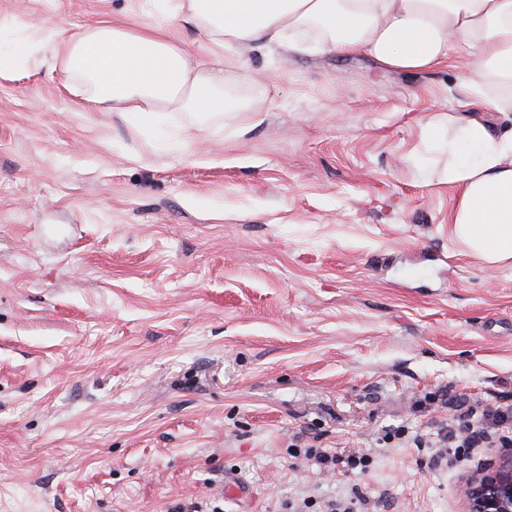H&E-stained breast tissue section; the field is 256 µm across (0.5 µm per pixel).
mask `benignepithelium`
<instances>
[{"label":"benign epithelium","instance_id":"obj_1","mask_svg":"<svg viewBox=\"0 0 512 512\" xmlns=\"http://www.w3.org/2000/svg\"><path fill=\"white\" fill-rule=\"evenodd\" d=\"M460 494L465 512H512V448L502 449L494 463L469 474Z\"/></svg>","mask_w":512,"mask_h":512}]
</instances>
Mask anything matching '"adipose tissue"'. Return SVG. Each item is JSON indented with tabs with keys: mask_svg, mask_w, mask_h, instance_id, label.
I'll use <instances>...</instances> for the list:
<instances>
[{
	"mask_svg": "<svg viewBox=\"0 0 512 512\" xmlns=\"http://www.w3.org/2000/svg\"><path fill=\"white\" fill-rule=\"evenodd\" d=\"M160 7L208 26L228 50L294 48L313 24L336 51H365L385 68L430 70L447 59L449 44L466 50L475 72L467 89L481 112L460 119L448 142L446 180L459 192L450 222L484 262L512 261V129L494 125L507 103L483 89L490 80L512 84V0H161ZM65 51L68 71L82 79L86 101L99 111L118 107L148 117L166 103L196 112L224 107L214 88L227 60L193 62L156 32L104 23L68 40Z\"/></svg>",
	"mask_w": 512,
	"mask_h": 512,
	"instance_id": "adipose-tissue-1",
	"label": "adipose tissue"
}]
</instances>
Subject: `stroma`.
I'll use <instances>...</instances> for the list:
<instances>
[{
  "label": "stroma",
  "mask_w": 512,
  "mask_h": 512,
  "mask_svg": "<svg viewBox=\"0 0 512 512\" xmlns=\"http://www.w3.org/2000/svg\"><path fill=\"white\" fill-rule=\"evenodd\" d=\"M109 21L211 35L157 0H0V512H290L361 490L375 512H464L490 464L418 448L447 398L512 402V267L452 234L446 66L240 48L220 112H99L63 42ZM403 429L407 442H384ZM323 448L366 470L320 472Z\"/></svg>",
  "instance_id": "stroma-1"
}]
</instances>
